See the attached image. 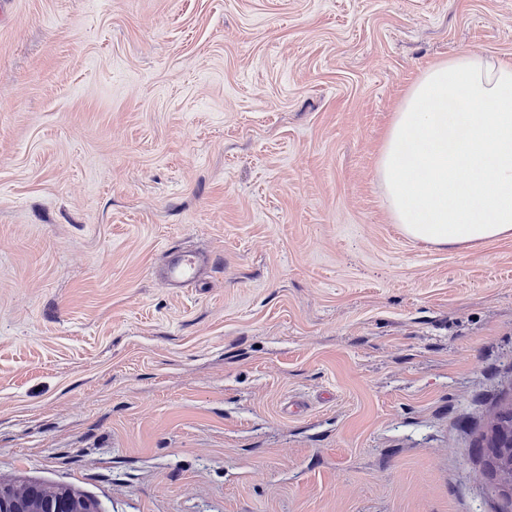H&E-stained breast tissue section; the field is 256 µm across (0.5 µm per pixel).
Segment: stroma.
I'll list each match as a JSON object with an SVG mask.
<instances>
[{
    "instance_id": "35a3bbf8",
    "label": "stroma",
    "mask_w": 512,
    "mask_h": 512,
    "mask_svg": "<svg viewBox=\"0 0 512 512\" xmlns=\"http://www.w3.org/2000/svg\"><path fill=\"white\" fill-rule=\"evenodd\" d=\"M512 0H0V481L101 512H512V239L376 179ZM196 287L156 274L172 250ZM204 258L197 252L179 250L168 255L162 277L171 288H188L198 282Z\"/></svg>"
}]
</instances>
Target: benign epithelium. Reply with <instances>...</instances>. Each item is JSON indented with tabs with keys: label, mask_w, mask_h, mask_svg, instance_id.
Wrapping results in <instances>:
<instances>
[{
	"label": "benign epithelium",
	"mask_w": 512,
	"mask_h": 512,
	"mask_svg": "<svg viewBox=\"0 0 512 512\" xmlns=\"http://www.w3.org/2000/svg\"><path fill=\"white\" fill-rule=\"evenodd\" d=\"M495 449L512 451V424H498L491 434ZM0 512H100L97 502L69 490H16L0 483Z\"/></svg>",
	"instance_id": "benign-epithelium-1"
}]
</instances>
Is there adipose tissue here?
Listing matches in <instances>:
<instances>
[{"mask_svg":"<svg viewBox=\"0 0 512 512\" xmlns=\"http://www.w3.org/2000/svg\"><path fill=\"white\" fill-rule=\"evenodd\" d=\"M377 178L408 238L471 248L512 237V61L473 52L437 61L406 92Z\"/></svg>","mask_w":512,"mask_h":512,"instance_id":"ef3b65f1","label":"adipose tissue"}]
</instances>
